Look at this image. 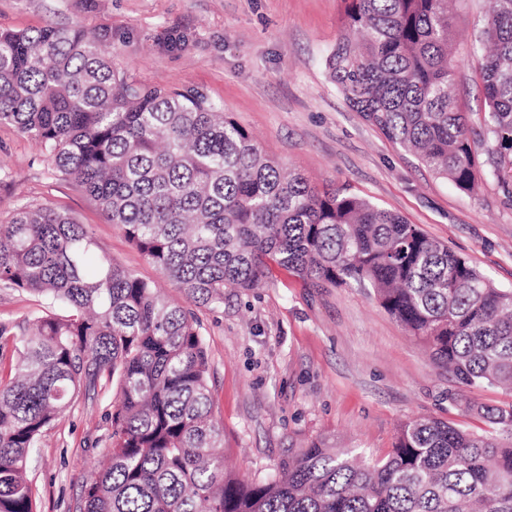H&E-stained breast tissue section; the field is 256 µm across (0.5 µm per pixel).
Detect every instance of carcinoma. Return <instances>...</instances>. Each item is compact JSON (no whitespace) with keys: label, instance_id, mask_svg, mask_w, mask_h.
<instances>
[{"label":"carcinoma","instance_id":"1","mask_svg":"<svg viewBox=\"0 0 512 512\" xmlns=\"http://www.w3.org/2000/svg\"><path fill=\"white\" fill-rule=\"evenodd\" d=\"M324 59L347 104L423 166L474 192L479 143L451 91V0H342ZM474 50L489 173L512 183V0H489ZM78 25L0 30V124L34 141L108 223L195 305L266 282L271 265L319 287L369 286L463 387L512 389V290L402 216L345 187L284 173L224 105L145 85ZM48 204L0 224V286L49 312L12 334L0 379V512H36L29 459L81 394L112 391L107 465L80 512H512V402H465L478 433L409 419L359 460L320 441L272 479L224 469L209 362L194 313L107 257Z\"/></svg>","mask_w":512,"mask_h":512}]
</instances>
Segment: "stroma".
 <instances>
[{
    "instance_id": "stroma-1",
    "label": "stroma",
    "mask_w": 512,
    "mask_h": 512,
    "mask_svg": "<svg viewBox=\"0 0 512 512\" xmlns=\"http://www.w3.org/2000/svg\"><path fill=\"white\" fill-rule=\"evenodd\" d=\"M489 0H454L455 92L482 134L481 80L471 59ZM341 0H0V30L79 25L112 45L119 65L147 85L194 88L221 101L266 155L317 186H348L448 246L502 289H512V195L482 173L458 191L353 111L327 80ZM48 204L84 224L97 255L137 276L159 270L107 223L36 144L0 124V224L23 204ZM48 305L0 288V324L22 332ZM210 363L224 462L252 479L275 474L292 451L324 441L385 455L399 425L430 416L490 431L459 399L512 401L494 386L467 388L360 286L312 288L274 268L221 306H194ZM106 392L80 397L40 441L28 471L39 512H80L82 483L107 445Z\"/></svg>"
}]
</instances>
